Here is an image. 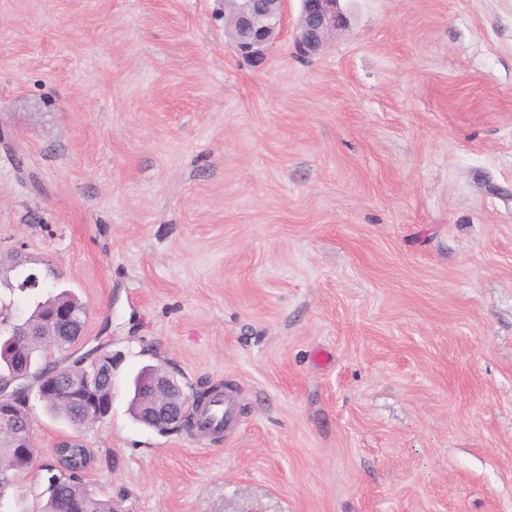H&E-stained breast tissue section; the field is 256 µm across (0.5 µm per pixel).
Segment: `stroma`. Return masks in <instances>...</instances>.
Returning a JSON list of instances; mask_svg holds the SVG:
<instances>
[{
  "label": "stroma",
  "mask_w": 512,
  "mask_h": 512,
  "mask_svg": "<svg viewBox=\"0 0 512 512\" xmlns=\"http://www.w3.org/2000/svg\"><path fill=\"white\" fill-rule=\"evenodd\" d=\"M341 7L255 66L220 0H0V259L112 357L33 443L120 512H512V0ZM147 364L235 429L135 421ZM341 0H299L300 12L295 31V46L303 57L318 54L333 33L348 24ZM33 389L37 391L39 399L44 403L46 411L68 426H71L70 424L77 426L78 423L81 424V427L94 425L95 423L101 422L108 415L107 412L101 415H90L91 409L83 397V391L80 389L74 388L69 390V393H71L70 400L74 402V408L78 415L74 413L71 402L65 395H45L39 390L38 386H34ZM88 415L90 416L85 419L78 417ZM196 414L210 428L222 432L232 422L235 408L230 399H225L223 395L218 394L207 406L198 409Z\"/></svg>",
  "instance_id": "35a3bbf8"
}]
</instances>
